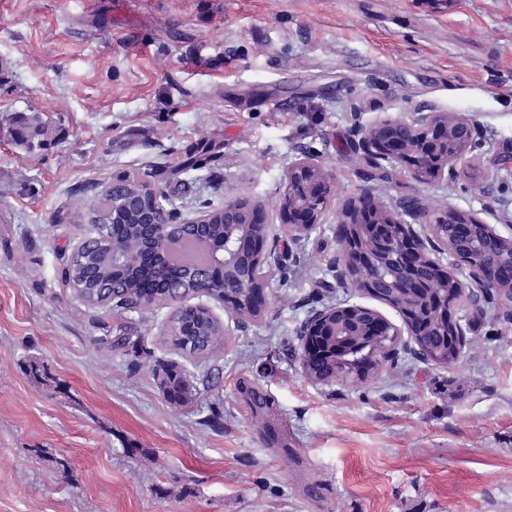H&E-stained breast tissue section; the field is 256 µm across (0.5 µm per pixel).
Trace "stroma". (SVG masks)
Here are the masks:
<instances>
[{"label": "stroma", "mask_w": 512, "mask_h": 512, "mask_svg": "<svg viewBox=\"0 0 512 512\" xmlns=\"http://www.w3.org/2000/svg\"><path fill=\"white\" fill-rule=\"evenodd\" d=\"M418 108L483 130L465 176L363 159V129ZM18 111L62 139L31 152L0 132V512H512V303L462 300L452 365L402 350L318 385L299 358L308 318L347 294L327 265L350 197L512 222V0H0V113ZM215 135L222 153L175 191L182 150ZM304 153L333 193L291 244L279 200ZM147 172L183 218L262 203L287 265L261 317L211 303L229 334L201 359L172 347L173 306L127 313L140 356L61 280L86 226L73 201ZM143 360L184 361L198 400L170 404Z\"/></svg>", "instance_id": "35a3bbf8"}]
</instances>
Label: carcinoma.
I'll list each match as a JSON object with an SVG mask.
<instances>
[{
    "instance_id": "carcinoma-1",
    "label": "carcinoma",
    "mask_w": 512,
    "mask_h": 512,
    "mask_svg": "<svg viewBox=\"0 0 512 512\" xmlns=\"http://www.w3.org/2000/svg\"><path fill=\"white\" fill-rule=\"evenodd\" d=\"M7 125V132L16 144L28 149H48L58 141L57 128L50 125L40 112H14L0 116V124ZM223 147V143L206 140L188 147L178 165L169 172V181L184 185L181 175L198 169L200 155ZM142 185L137 177H124L111 183L104 192L102 208L89 211L87 223L92 225L90 238L79 249L67 256L63 267V280L82 298L88 307L108 308L116 320L115 342L126 344L132 328L125 322V314L133 309H143L140 300L145 296L155 298V304H166L181 294H193L199 288L210 296L224 299V277L199 281L198 270L178 259L162 261L154 257L144 229L146 210L138 205L133 209L112 210V194L128 197L140 195ZM211 220L205 230L206 239L214 249L224 246V238L231 236L237 241L238 265L250 270L258 253L257 244L266 243V224L254 214V205L240 208L243 226L224 223V209L210 210ZM457 225L451 221L437 225L441 240L448 247L458 250L464 258L487 266L499 263L509 255V247L497 243L482 230L471 232L469 240L455 241ZM123 252L120 264L112 263V246ZM419 274L428 281H435L443 307L448 310L458 305L463 292L448 276L422 260L417 263ZM344 319L357 323L358 335L344 343H335L323 336L313 340L316 352L302 362L305 377L312 382L330 383L336 380L355 381L376 372L382 362L377 353L390 346L394 340L392 330L380 334L371 330L365 317L353 314ZM175 322L180 335L171 337L173 345L191 355L201 356L212 352L224 343V332L211 311L204 306L182 307L177 311ZM420 352L425 359L437 364H454L464 353L458 337L446 336L441 327L420 321L416 327ZM151 372L157 376L158 386L167 401L177 407L191 405L196 399V389L186 370L177 362L158 363Z\"/></svg>"
}]
</instances>
